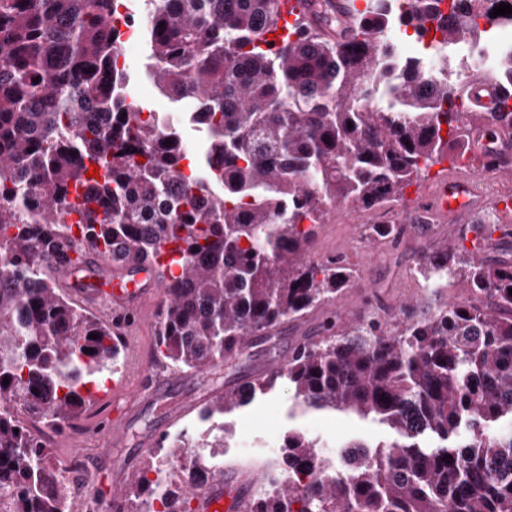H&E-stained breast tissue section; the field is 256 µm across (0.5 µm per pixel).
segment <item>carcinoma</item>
Listing matches in <instances>:
<instances>
[{"label":"carcinoma","instance_id":"cac0c4a2","mask_svg":"<svg viewBox=\"0 0 512 512\" xmlns=\"http://www.w3.org/2000/svg\"><path fill=\"white\" fill-rule=\"evenodd\" d=\"M280 2L149 0L146 74L164 96L195 104L187 117L204 134L186 174L180 134L125 112L129 77L110 23L124 0H0V502L9 512H71L77 464L56 459L26 420L77 426L93 405L86 385L120 360L112 326L59 293L58 265L80 263L67 257L75 241L154 264V361L217 373L246 337L267 341L349 287L348 261L304 260L339 206L392 213L434 166L458 170L466 155L512 169L492 147L473 155L476 129L512 131L511 54L444 91L412 80L418 61L395 81L386 68L394 29L442 50L512 28V15L490 16L512 0H411L397 18L389 0H373L351 42L325 38L300 13L281 41L267 40ZM478 82L495 87L493 104H459ZM496 231L512 238L511 225L479 219L452 242L430 240L416 264L428 300L396 328L363 311L322 327L248 389L215 388L205 419L286 380L308 407L372 416L397 435L352 452L345 477L258 487L247 512H512V253L484 257ZM398 232L363 229L387 246ZM455 285L466 294L450 300ZM173 447L222 448L224 432L181 431ZM319 447L288 433L286 473H318ZM155 471L152 461L135 471L108 512H149L154 499L164 512H191L186 491L205 486L204 455L182 465L180 493L150 479Z\"/></svg>","mask_w":512,"mask_h":512}]
</instances>
